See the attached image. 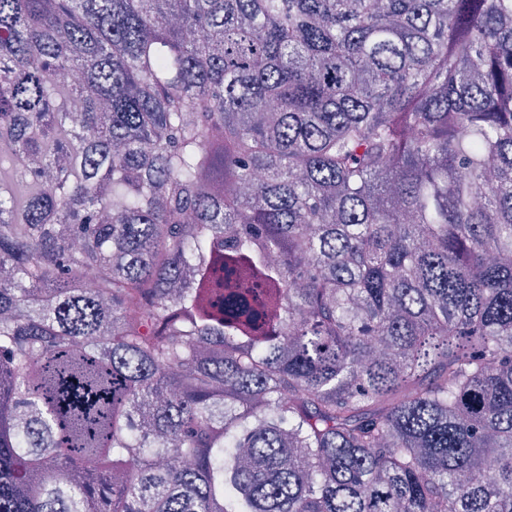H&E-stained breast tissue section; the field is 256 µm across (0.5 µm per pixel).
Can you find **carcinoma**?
Instances as JSON below:
<instances>
[{
    "instance_id": "carcinoma-1",
    "label": "carcinoma",
    "mask_w": 512,
    "mask_h": 512,
    "mask_svg": "<svg viewBox=\"0 0 512 512\" xmlns=\"http://www.w3.org/2000/svg\"><path fill=\"white\" fill-rule=\"evenodd\" d=\"M0 512H512V0H0Z\"/></svg>"
}]
</instances>
